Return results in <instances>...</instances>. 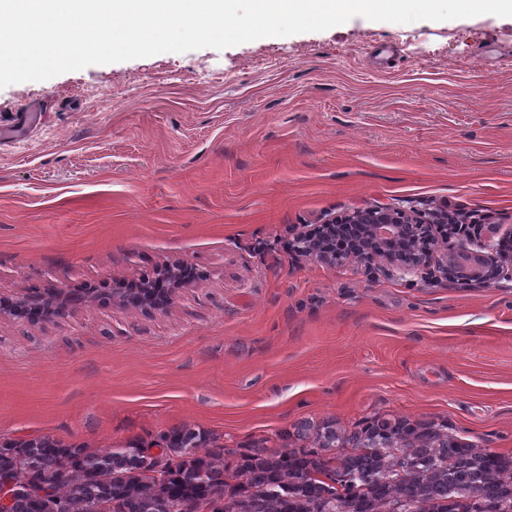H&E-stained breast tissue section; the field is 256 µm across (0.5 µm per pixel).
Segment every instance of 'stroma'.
Returning a JSON list of instances; mask_svg holds the SVG:
<instances>
[{
  "label": "stroma",
  "mask_w": 512,
  "mask_h": 512,
  "mask_svg": "<svg viewBox=\"0 0 512 512\" xmlns=\"http://www.w3.org/2000/svg\"><path fill=\"white\" fill-rule=\"evenodd\" d=\"M38 122L26 121L31 107ZM0 297L191 266L165 310L0 318V443L92 450L188 424L234 447L303 419L447 422L512 454V279L332 266L357 209L512 224V17H355L0 88Z\"/></svg>",
  "instance_id": "stroma-1"
}]
</instances>
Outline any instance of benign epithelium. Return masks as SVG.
<instances>
[{"label":"benign epithelium","instance_id":"1","mask_svg":"<svg viewBox=\"0 0 512 512\" xmlns=\"http://www.w3.org/2000/svg\"><path fill=\"white\" fill-rule=\"evenodd\" d=\"M451 222L452 216L445 211H432L427 214L416 212L411 215L385 206L359 209L319 225L312 232L298 237L290 244V248L298 253L334 261L336 236L340 235L349 240L350 255L357 259L370 262L382 257L399 271L414 272L434 262L437 241L431 234L432 225ZM499 232L502 233L501 240H512V225L503 227L499 224H485L474 227L470 242L476 248L466 244L449 248L450 264L446 265L439 260V269L446 275L471 283L482 282L490 272H501L503 266L498 264L491 245L482 241V236L490 237ZM156 278L167 283V288L154 290L139 283L135 285L138 297L133 300L134 304L161 310L169 303L171 292L189 282L185 267L181 265H163L157 269ZM101 298L102 295L92 291L51 283L31 294L14 299H1L0 315H14L20 309L32 316L50 320L69 314L81 303Z\"/></svg>","mask_w":512,"mask_h":512}]
</instances>
